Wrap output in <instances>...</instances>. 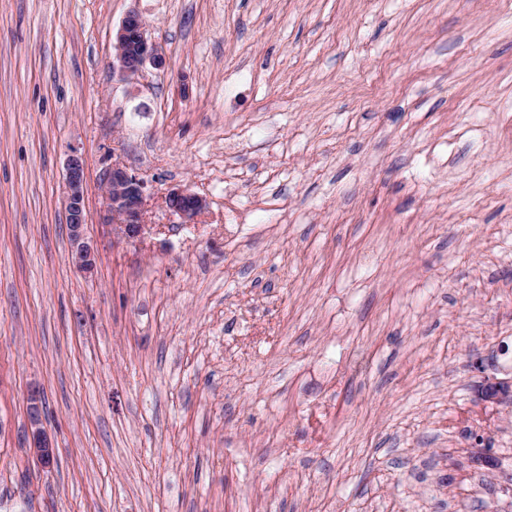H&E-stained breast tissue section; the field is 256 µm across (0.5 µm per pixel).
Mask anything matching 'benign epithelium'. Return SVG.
<instances>
[{
    "mask_svg": "<svg viewBox=\"0 0 512 512\" xmlns=\"http://www.w3.org/2000/svg\"><path fill=\"white\" fill-rule=\"evenodd\" d=\"M165 63L162 50L148 41L146 22L131 10L123 18L112 40V71L125 79H133L146 65L161 67ZM86 165L83 157L69 156L65 167L64 209L72 248L68 262L79 272L90 275L97 264V250L86 237L87 210L84 186ZM146 183L120 162L112 163L102 178L104 217L112 235L133 242L146 230ZM167 209L183 224H193L206 209V200L186 189L173 188L165 196ZM480 398L489 402L512 399V382H489L482 387ZM31 432L27 438L30 455L44 469L53 465L56 448L42 427L39 406L29 409Z\"/></svg>",
    "mask_w": 512,
    "mask_h": 512,
    "instance_id": "benign-epithelium-1",
    "label": "benign epithelium"
}]
</instances>
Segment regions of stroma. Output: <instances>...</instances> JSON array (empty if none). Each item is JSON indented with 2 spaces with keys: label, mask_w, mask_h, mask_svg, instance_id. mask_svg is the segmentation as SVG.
Masks as SVG:
<instances>
[{
  "label": "stroma",
  "mask_w": 512,
  "mask_h": 512,
  "mask_svg": "<svg viewBox=\"0 0 512 512\" xmlns=\"http://www.w3.org/2000/svg\"><path fill=\"white\" fill-rule=\"evenodd\" d=\"M132 10L167 64L126 80ZM116 158L147 184L133 243L101 222ZM488 377L512 378V0H0V512H512ZM86 165L83 157L69 156L65 167L64 209L72 248L68 262L85 275H91L97 264V250L86 237L87 210L84 186ZM165 204L183 224H194L207 206L203 197L182 188L171 189L165 196ZM31 432L27 438L30 455L44 469L50 468L56 457V448L42 427V415L39 406L33 404L29 409Z\"/></svg>",
  "instance_id": "obj_1"
}]
</instances>
